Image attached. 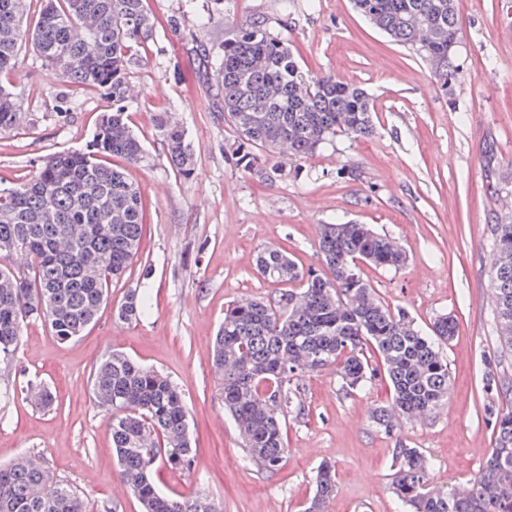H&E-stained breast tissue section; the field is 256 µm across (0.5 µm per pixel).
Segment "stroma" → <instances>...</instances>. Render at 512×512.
Returning a JSON list of instances; mask_svg holds the SVG:
<instances>
[{"mask_svg": "<svg viewBox=\"0 0 512 512\" xmlns=\"http://www.w3.org/2000/svg\"><path fill=\"white\" fill-rule=\"evenodd\" d=\"M143 5L153 38L131 70L127 112L144 156L136 165L112 161L141 190V248L88 334L60 343L32 322L14 361L0 362V389L10 392L0 400V464L36 456L89 512H141L112 455L110 416L91 390L92 368L122 352L167 375L187 404L197 458L189 472L156 463L154 480L166 494L202 489L223 512H304L327 461L336 468L329 512H404L390 489L401 443L424 451L434 488L469 483L494 444L485 407L497 396L483 388L487 361L512 377L489 287L491 226L512 218V0H459V76L445 89L412 49L358 14L353 0H292L286 11L280 0H226L203 31L184 0ZM246 18L265 20L304 69L336 74L371 94L373 134L337 137L307 159L284 161L281 176L269 181L237 170L231 151L238 134L214 111L195 50L200 40L223 42ZM14 91L24 119L0 134V185L33 173L50 154L85 149L112 109L106 96L70 93L30 48L19 55ZM157 112L184 129L192 176L170 167L152 122ZM338 219L369 225L405 250L400 268H360L384 305L425 333L439 315L456 321L454 338L441 348L448 404L387 433L372 419L391 402L384 379L352 390L332 367L297 374L288 384V454L280 470L266 473L248 459L224 412L213 340L230 302L287 293L286 284L257 275L260 250L279 248L303 269L322 270L319 227ZM131 288L152 300L151 313L132 323L117 316ZM33 387L51 392V406L30 401Z\"/></svg>", "mask_w": 512, "mask_h": 512, "instance_id": "obj_1", "label": "stroma"}]
</instances>
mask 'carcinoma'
Masks as SVG:
<instances>
[{
	"label": "carcinoma",
	"mask_w": 512,
	"mask_h": 512,
	"mask_svg": "<svg viewBox=\"0 0 512 512\" xmlns=\"http://www.w3.org/2000/svg\"><path fill=\"white\" fill-rule=\"evenodd\" d=\"M356 10L394 41L411 47L446 88L456 79L454 47L461 37L458 0H354ZM143 0H0V77L16 72L18 53L32 44L45 65L77 93L106 92L112 111L95 126L89 149L47 157L28 178L0 188L3 253L25 256L23 271L0 267V361L11 362L23 325L44 323L60 343L81 336L107 301L112 282L137 257L143 208L139 187L110 159L137 164L141 142L125 112L129 74L152 36ZM213 106L238 133L235 166L264 180L279 175L271 158L298 161L338 136L372 132L369 94L333 74L302 71L288 44L262 21L245 20L224 42L197 45ZM22 121L12 82L0 83V130ZM156 130L172 169L194 170L184 130L160 112ZM497 261L490 277L501 346L512 351V221L492 225ZM323 277L304 271L275 247L259 252L265 279L297 283L286 300L242 299L228 306L214 342L213 367L221 375L224 410L231 416L250 461L266 472L281 467L287 453L283 421L289 403L285 385L299 372L339 365L350 389L381 373L393 388L390 407L376 410L377 426L390 433L402 421L430 417L448 401V364L436 346L455 336L456 323L442 315L425 336L408 316L393 313L361 278L359 263L397 269L406 254L393 238L366 224L322 225ZM150 300L130 289L119 315L137 320ZM372 348L378 365L364 351ZM487 388L509 400L512 379L488 364ZM93 396L110 414L117 464L143 512H222L199 492L173 497L160 492L152 469L159 460L190 470L195 451L188 409L171 380L129 357L113 353L92 375ZM494 446L466 492L429 486V462L418 448L393 452V493L411 512H512V407L486 408ZM336 492L333 467H318L307 512H323ZM0 512H87L82 498L54 481L44 467L23 460L0 466Z\"/></svg>",
	"instance_id": "obj_1"
}]
</instances>
